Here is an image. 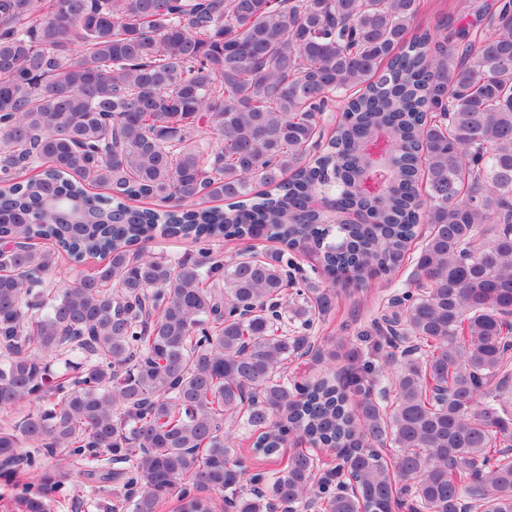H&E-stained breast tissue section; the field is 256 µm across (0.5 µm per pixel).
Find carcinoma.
I'll list each match as a JSON object with an SVG mask.
<instances>
[{"label": "carcinoma", "mask_w": 512, "mask_h": 512, "mask_svg": "<svg viewBox=\"0 0 512 512\" xmlns=\"http://www.w3.org/2000/svg\"><path fill=\"white\" fill-rule=\"evenodd\" d=\"M451 8L0 0V410L33 404L0 426L12 512H51L60 457L108 512H512V0ZM173 237L193 253L146 250ZM58 256L103 263L60 288ZM407 262L372 356L315 345L322 277ZM311 353L343 366L288 375ZM295 440L336 466H252ZM430 7L424 15V24L432 28L436 24L445 23L457 24L459 19L456 15L448 16V0H429Z\"/></svg>", "instance_id": "1"}]
</instances>
